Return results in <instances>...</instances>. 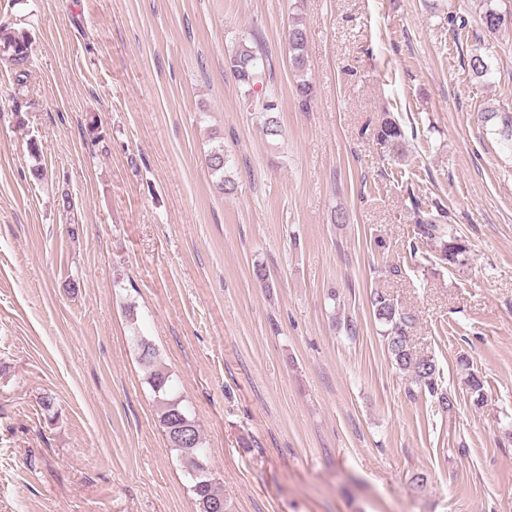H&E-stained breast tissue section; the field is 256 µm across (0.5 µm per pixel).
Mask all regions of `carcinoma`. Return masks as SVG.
I'll return each instance as SVG.
<instances>
[{
  "instance_id": "cac0c4a2",
  "label": "carcinoma",
  "mask_w": 512,
  "mask_h": 512,
  "mask_svg": "<svg viewBox=\"0 0 512 512\" xmlns=\"http://www.w3.org/2000/svg\"><path fill=\"white\" fill-rule=\"evenodd\" d=\"M480 22L488 34H496L501 28V15L505 14L497 0H483ZM306 30L300 20L292 22L288 30V53L294 77L296 94L301 105L308 107L315 97V86L307 77L305 54ZM6 62L13 76L14 84L23 88L31 76V51L27 32L9 27L0 28V61ZM227 64L239 85L247 88L248 94L263 95L259 120L265 136L272 140L282 134L277 117L275 90L267 83L263 58L253 39L242 38L228 54ZM484 123L497 128L503 141L512 146V115L491 108L481 113ZM373 139L381 148L394 156L403 152L405 132L393 115L386 113L379 118L372 130ZM207 168L216 178V187L226 195L237 190L236 183L224 175L228 155L224 145L210 149L206 158ZM415 239L428 241L438 247V258L450 266L465 264L468 253L466 241L448 232L447 212L435 207V212L421 208L414 201ZM370 304L375 320L383 327L382 338L391 363L407 381V392L413 396L426 393L437 400L438 406L449 412L454 403L441 385L440 368L432 356L422 355L415 350L410 336L415 318L399 301L383 291L370 293ZM139 361L148 372V382L154 394L159 411V423L163 428L171 449L185 460L187 473L191 478V491L194 494L198 512H231V505L224 499V490L215 473L204 463L205 448L198 420L189 407L175 393L172 379L167 371L158 366L156 348L144 338L137 339ZM459 367L466 371L464 382L473 404L484 403L486 394L481 378L470 371L468 360L461 358Z\"/></svg>"
}]
</instances>
